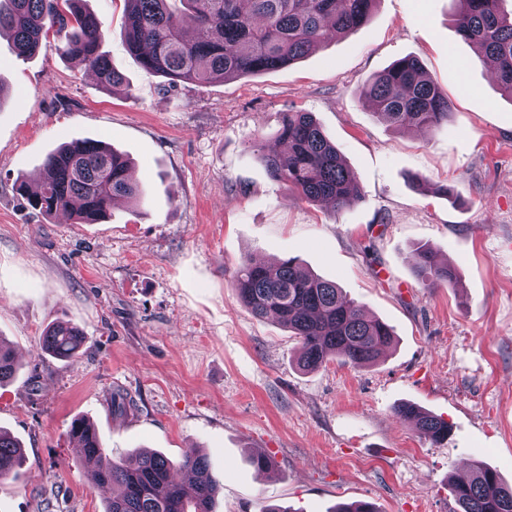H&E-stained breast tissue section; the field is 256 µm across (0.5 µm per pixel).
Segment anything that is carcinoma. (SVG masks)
Returning <instances> with one entry per match:
<instances>
[{"label":"carcinoma","mask_w":512,"mask_h":512,"mask_svg":"<svg viewBox=\"0 0 512 512\" xmlns=\"http://www.w3.org/2000/svg\"><path fill=\"white\" fill-rule=\"evenodd\" d=\"M80 2L0 0V33L8 31L18 54L27 57L50 32L66 31L63 55L93 72L106 89L123 84V76L100 51L102 23ZM124 2L122 35L128 51L145 69L175 83L226 80L288 66L332 35L364 25L377 0H181L186 8L179 14L169 9V0ZM504 2L461 0L454 23L478 56L497 62L496 82L512 98V11L504 10ZM361 97L397 128L448 123V96L413 55L367 81ZM278 139L284 149L262 155L275 180L308 201H331L338 209L360 198L354 173L312 113H286ZM129 167V159L105 143L74 141L46 157L37 192L29 193L23 181L16 190L36 211L92 224L111 216L116 198L142 202V189ZM416 266L430 287L455 280V271L428 248L418 252ZM234 288L255 317L273 316L298 338L296 362L302 370H316L334 357L364 367L394 344L388 325L364 315L335 283L292 258L276 265L244 260ZM84 343L78 326L59 322L43 334L41 349L70 359ZM17 368L12 350L0 344V385L13 381ZM397 414L413 419L421 437L432 444L448 439L451 427L440 416L412 404L400 405ZM70 430L80 442L92 483L112 487L105 512H215L220 483L205 455L189 451L175 463L143 450L116 459L102 448L98 432H89L86 420L73 421ZM24 461L17 440L0 430V479L15 474ZM451 493L461 512H512V486L480 460L471 465L467 480L452 482Z\"/></svg>","instance_id":"carcinoma-1"}]
</instances>
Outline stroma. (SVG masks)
<instances>
[{"instance_id":"obj_1","label":"stroma","mask_w":512,"mask_h":512,"mask_svg":"<svg viewBox=\"0 0 512 512\" xmlns=\"http://www.w3.org/2000/svg\"><path fill=\"white\" fill-rule=\"evenodd\" d=\"M128 87L104 89L49 35L19 57L0 36V342L18 372L0 387V429L26 461L0 479V512H104L69 433L94 423L107 452L205 454L216 512H456L452 478L479 459L512 485V98L457 33L458 0H378L369 21L292 65L170 83L121 35L123 0H85ZM419 57L447 93L448 123L412 132L374 115L360 89ZM288 112H310L361 198L334 211L274 180L261 155ZM82 139L130 160L141 205L76 224L16 192L45 156ZM454 284L427 287L416 252ZM292 258L336 283L397 341L375 364H296L299 343L233 287L244 256ZM79 326L78 357L40 349ZM125 408H112L113 394ZM448 420L433 445L395 409ZM261 451L264 474L249 458ZM417 272L427 286L436 287L455 280V271L437 258L431 249H421L417 254Z\"/></svg>"}]
</instances>
